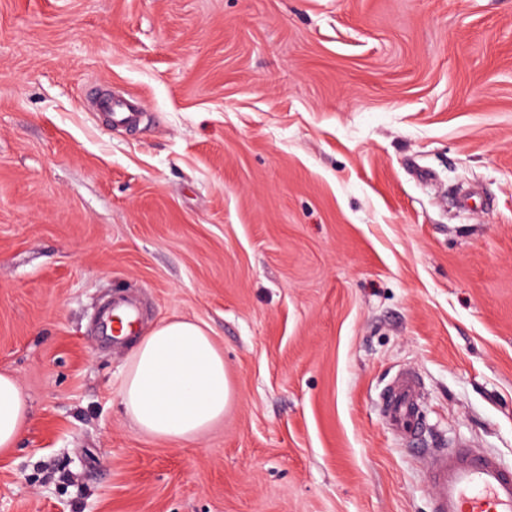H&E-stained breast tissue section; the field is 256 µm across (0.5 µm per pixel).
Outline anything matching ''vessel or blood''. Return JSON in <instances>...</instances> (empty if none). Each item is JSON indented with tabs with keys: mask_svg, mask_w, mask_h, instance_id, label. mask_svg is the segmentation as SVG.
Returning a JSON list of instances; mask_svg holds the SVG:
<instances>
[{
	"mask_svg": "<svg viewBox=\"0 0 512 512\" xmlns=\"http://www.w3.org/2000/svg\"><path fill=\"white\" fill-rule=\"evenodd\" d=\"M419 400V381L410 374L394 378L381 400L392 428L414 443L424 429ZM425 458L435 512H512V469L498 456L463 447L431 448Z\"/></svg>",
	"mask_w": 512,
	"mask_h": 512,
	"instance_id": "b4317fda",
	"label": "vessel or blood"
}]
</instances>
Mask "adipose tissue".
Segmentation results:
<instances>
[{"instance_id": "obj_1", "label": "adipose tissue", "mask_w": 512, "mask_h": 512, "mask_svg": "<svg viewBox=\"0 0 512 512\" xmlns=\"http://www.w3.org/2000/svg\"><path fill=\"white\" fill-rule=\"evenodd\" d=\"M121 404L146 436L196 439L224 418L232 387L206 326L169 319L128 339ZM29 406L14 375L0 372V451L15 448Z\"/></svg>"}]
</instances>
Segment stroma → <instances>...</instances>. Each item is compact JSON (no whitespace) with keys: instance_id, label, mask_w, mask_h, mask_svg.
I'll return each mask as SVG.
<instances>
[{"instance_id":"35a3bbf8","label":"stroma","mask_w":512,"mask_h":512,"mask_svg":"<svg viewBox=\"0 0 512 512\" xmlns=\"http://www.w3.org/2000/svg\"><path fill=\"white\" fill-rule=\"evenodd\" d=\"M118 296L208 326L223 423L125 416ZM4 369L0 512H433L405 370L512 465V0H0ZM29 411L15 376L0 372V451L16 447L28 422ZM419 400V381L410 374L394 378L381 400L384 417L403 439L412 443H419L423 436L424 424L420 417Z\"/></svg>"}]
</instances>
